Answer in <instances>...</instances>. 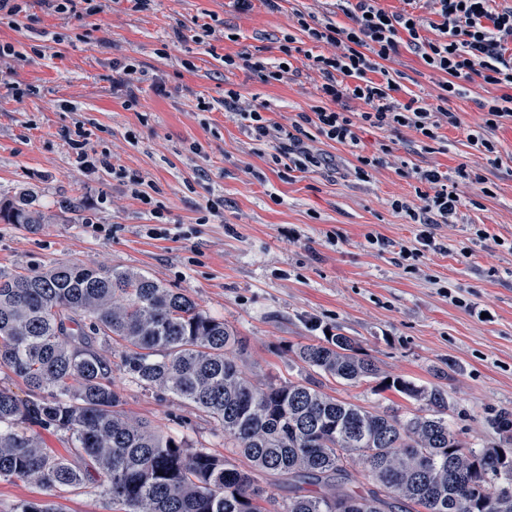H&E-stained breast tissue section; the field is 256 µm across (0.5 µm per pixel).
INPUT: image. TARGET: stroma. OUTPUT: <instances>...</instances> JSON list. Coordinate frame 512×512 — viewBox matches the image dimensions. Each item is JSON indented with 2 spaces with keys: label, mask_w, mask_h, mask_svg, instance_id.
Returning a JSON list of instances; mask_svg holds the SVG:
<instances>
[{
  "label": "stroma",
  "mask_w": 512,
  "mask_h": 512,
  "mask_svg": "<svg viewBox=\"0 0 512 512\" xmlns=\"http://www.w3.org/2000/svg\"><path fill=\"white\" fill-rule=\"evenodd\" d=\"M100 4L85 18L30 0L18 23L0 22V44L12 47L0 57V198L32 190L47 217L35 229L0 223V268L115 267L183 289L242 337L239 362L254 378H297L293 347L343 333L384 375L442 386L463 439L499 444L490 419L512 411V119L490 134L496 154L469 141L498 88L465 82L448 101L459 126L443 127L428 151L407 128L359 126L353 148L302 125L304 143L333 163L290 172L272 162L274 143L225 108L224 93L264 106L272 123L297 122L319 102L312 57L333 52L300 24L346 23L341 0H283L274 12L261 0L248 12L236 0H149L142 11L129 0ZM289 37L298 48L291 58L281 51ZM240 53L290 60L293 71L267 81L225 67V56ZM387 68L401 101L432 103L441 92L442 75L408 46ZM9 85L27 97L8 95ZM79 123L91 133L88 153H110L111 170L77 166L69 139ZM361 154L380 159L365 178L356 172ZM431 167L447 172L459 196L452 222L431 229L436 251L419 247L418 225L392 205L417 203L415 171ZM404 246L420 248L415 265ZM319 382L368 409L420 407L375 379ZM112 386L127 415L227 455L223 432L187 402L144 392L118 369Z\"/></svg>",
  "instance_id": "1"
}]
</instances>
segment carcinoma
Masks as SVG:
<instances>
[{"mask_svg":"<svg viewBox=\"0 0 512 512\" xmlns=\"http://www.w3.org/2000/svg\"><path fill=\"white\" fill-rule=\"evenodd\" d=\"M26 189L0 200V222L42 223ZM112 348L110 354L104 347ZM243 343L180 289L144 274L58 262L26 273L0 269V366L22 378V400L0 387V481L46 497L16 512H63L62 492L99 489L108 512H266L261 483L288 495L278 512H512V454L477 448L448 423L439 387L381 376L348 336L293 350L296 380L248 379L233 354ZM119 368L145 391H167L224 432L217 456L122 410ZM423 402L415 413L368 410L319 389L311 372ZM491 425L512 441V412ZM66 438L64 457L40 431ZM360 466L368 484H354Z\"/></svg>","mask_w":512,"mask_h":512,"instance_id":"1","label":"carcinoma"}]
</instances>
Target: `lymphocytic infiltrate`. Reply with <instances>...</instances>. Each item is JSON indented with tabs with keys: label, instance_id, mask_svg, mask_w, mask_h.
I'll return each instance as SVG.
<instances>
[{
	"label": "lymphocytic infiltrate",
	"instance_id": "obj_1",
	"mask_svg": "<svg viewBox=\"0 0 512 512\" xmlns=\"http://www.w3.org/2000/svg\"><path fill=\"white\" fill-rule=\"evenodd\" d=\"M488 2L429 0L432 13L439 18L433 39L421 37L420 17L409 11L386 12L376 6L375 0H353L345 10L349 25L328 19L304 25L310 39L334 46L335 52L313 59L323 76L319 88L323 103L312 112L301 113V122L313 126L328 140L353 146L359 142L356 125L360 122L378 129L406 127L436 141L443 126L459 123L456 113L447 107L449 98L459 94L460 81L477 76L502 90L501 96L486 104L484 127L486 131L495 130L503 119L512 118V6L493 11ZM403 43L430 69L443 75L438 105L418 98L401 102L395 96L396 85L381 81L385 61L391 60ZM350 99L367 106L359 118H352L345 110ZM241 118L255 137L277 141L274 163L285 162L298 170L323 164V157L292 131L272 123L259 109L242 113ZM416 175L431 187L430 192L420 193V206L399 199L393 206L421 225L419 239L431 248L435 245L431 226L455 217L458 201L448 188L447 173L433 167L417 170Z\"/></svg>",
	"mask_w": 512,
	"mask_h": 512
}]
</instances>
